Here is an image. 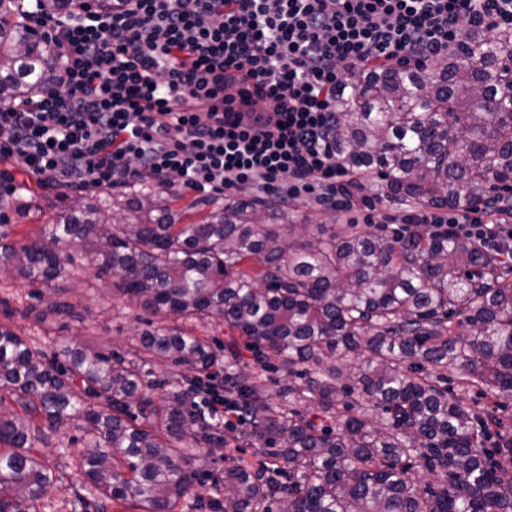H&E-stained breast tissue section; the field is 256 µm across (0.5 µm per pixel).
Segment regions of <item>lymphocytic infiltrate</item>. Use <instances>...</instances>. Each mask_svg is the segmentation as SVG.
<instances>
[{
    "label": "lymphocytic infiltrate",
    "instance_id": "obj_1",
    "mask_svg": "<svg viewBox=\"0 0 512 512\" xmlns=\"http://www.w3.org/2000/svg\"><path fill=\"white\" fill-rule=\"evenodd\" d=\"M32 20L61 53V85L0 104V158L38 182H248L286 207L313 192L348 212L357 188L332 148L337 90L377 65L445 58L465 30H512V0H118ZM507 215L494 196L391 221L512 261Z\"/></svg>",
    "mask_w": 512,
    "mask_h": 512
}]
</instances>
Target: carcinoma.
<instances>
[{
  "label": "carcinoma",
  "mask_w": 512,
  "mask_h": 512,
  "mask_svg": "<svg viewBox=\"0 0 512 512\" xmlns=\"http://www.w3.org/2000/svg\"><path fill=\"white\" fill-rule=\"evenodd\" d=\"M71 0H37L53 15ZM26 0H0V102L60 86L61 56L35 38ZM428 68L355 76L336 98L332 140L376 197L469 208L512 187V31H469L460 51ZM497 103L486 112L482 103ZM197 221L140 189L75 208L21 245L0 231V272L48 285L67 274L59 244L81 247L97 274L166 322L137 332L132 356L76 338L49 357L0 328V512H39L58 462L37 453L47 433L76 424L85 447L78 500L139 512H512V424L448 390L512 397V282L477 242L423 232L373 237L317 225L295 239L275 200L208 202ZM48 314L72 317L61 289ZM215 321L223 351L175 324ZM252 362L242 364V351ZM280 360L296 380L268 402L263 372ZM181 373L155 379L151 366ZM224 376H219L217 369ZM202 398L237 422H213ZM267 465L228 459L205 497L199 448H235L236 427ZM423 461L429 481L413 473Z\"/></svg>",
  "instance_id": "carcinoma-1"
}]
</instances>
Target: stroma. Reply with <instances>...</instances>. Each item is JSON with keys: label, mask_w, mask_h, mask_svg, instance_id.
I'll return each mask as SVG.
<instances>
[{"label": "stroma", "mask_w": 512, "mask_h": 512, "mask_svg": "<svg viewBox=\"0 0 512 512\" xmlns=\"http://www.w3.org/2000/svg\"><path fill=\"white\" fill-rule=\"evenodd\" d=\"M83 195L63 184H36L23 167L12 159L0 160V227L11 239L26 244L36 239L43 225L55 216L75 206ZM357 211L339 213L319 205L314 195H305L291 209V221L305 229L315 224H367L369 231L392 234L385 221L395 213L396 205L381 204L373 198L372 190L361 192ZM73 261L65 281L67 295L74 307L75 317L68 324L55 319H42L52 291L46 285L14 280L0 274V327L12 329L20 336L32 337L46 354H53L59 344L74 335H82L89 344L107 351H127L137 329L142 328L150 315L138 303L115 292L107 278L98 276L76 248H69ZM68 448L69 459L61 461L56 482L43 502L41 512H99L96 504L72 507L76 493L84 483L82 473L72 465L71 457L79 456L84 448L83 433L68 426L40 445L41 454L56 458L59 448ZM228 457L244 459L253 466L265 463L262 449L243 444L225 451L200 449L197 467L201 478L210 481L219 477Z\"/></svg>", "instance_id": "stroma-1"}]
</instances>
